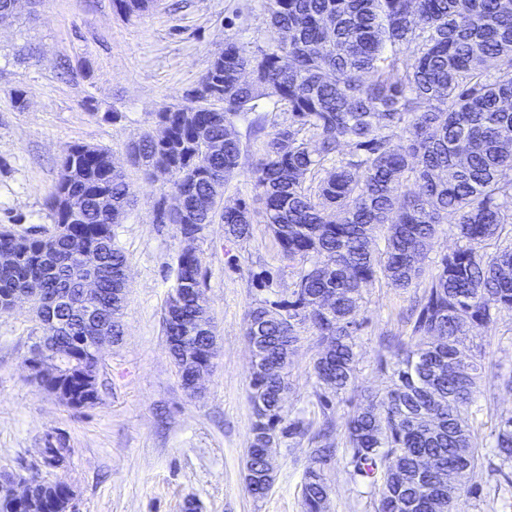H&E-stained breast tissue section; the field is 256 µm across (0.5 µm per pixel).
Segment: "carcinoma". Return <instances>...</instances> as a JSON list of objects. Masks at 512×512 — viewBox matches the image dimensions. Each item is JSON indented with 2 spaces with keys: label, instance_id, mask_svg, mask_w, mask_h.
<instances>
[{
  "label": "carcinoma",
  "instance_id": "1",
  "mask_svg": "<svg viewBox=\"0 0 512 512\" xmlns=\"http://www.w3.org/2000/svg\"><path fill=\"white\" fill-rule=\"evenodd\" d=\"M123 14H143L154 0H112ZM267 23L279 34L248 51L224 45L198 83L220 79L219 94L155 117L168 123V141L148 133L131 155L152 178L170 172L169 189L183 210L167 216L182 230L220 220L224 233L250 234L252 203L283 259L295 269L288 299L249 310L244 332H258L266 358L284 360L307 330L332 347L313 372L324 390L340 395L353 383L355 336L362 323V287L378 278L399 290L419 288L409 341L391 351V385L381 396L362 397L347 413V466L378 490L376 512H461L465 486L482 465L483 441L469 409L485 355L483 334L498 315L512 311V3L506 0H269ZM390 54H385V48ZM288 113L267 128L262 101ZM252 115L249 134L266 138L249 165L254 197L223 204L224 186L242 166L239 117ZM68 195L80 212L74 238L106 256L101 315L122 333L124 301L112 296V269L126 257L112 240L130 203L124 173L107 148L74 144L62 156L46 200L55 227ZM108 198L99 200V194ZM212 200L201 209L197 200ZM459 241L430 277L422 261L440 227ZM385 240L377 255L374 238ZM56 230L0 234V251L15 252L0 267V293L11 288L58 287L76 265L64 245L45 252ZM201 265L180 254L171 289L200 288ZM335 295L333 312L319 304ZM80 331L63 333L60 353H79ZM287 376L254 377L250 478L255 498L270 491L274 476L263 449L270 440L302 436L301 421L283 425L278 393ZM333 421L312 437V466L303 477V512H323L328 487L324 467L337 453ZM69 449L46 448L44 461L66 467ZM499 469L512 468V411L494 429ZM426 457L435 470L462 474L456 493L418 474Z\"/></svg>",
  "mask_w": 512,
  "mask_h": 512
}]
</instances>
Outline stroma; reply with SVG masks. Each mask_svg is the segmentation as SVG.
<instances>
[{
    "label": "stroma",
    "mask_w": 512,
    "mask_h": 512,
    "mask_svg": "<svg viewBox=\"0 0 512 512\" xmlns=\"http://www.w3.org/2000/svg\"><path fill=\"white\" fill-rule=\"evenodd\" d=\"M268 0H161L155 11L124 18L112 0H44L0 26V225L25 234L50 226L46 199L58 162L74 144L109 148L135 195L112 227L127 258L130 288L124 336L100 353L98 401L79 411L41 390L23 364L41 330L25 307L0 312V471L39 468L41 448L63 441V470H40L76 492L75 512H302L301 483L311 462L305 439L281 438L272 449L274 483L262 498L245 485L251 439L248 398L252 353L244 334L251 307L287 298L293 277L254 210L251 233L225 237L208 225L193 247L214 317L217 355L202 392L182 387L168 353L161 314L186 243L160 223L156 205L165 178L147 180L128 144L154 127L156 112L185 104L225 40L245 49L273 42ZM351 388L324 408L312 362L316 339L303 334L291 357L285 421L317 432L343 420L361 395L389 383L379 363L389 346L408 341L411 291L377 281L363 290ZM512 312L486 335L485 370L473 418L492 446L497 413L512 410ZM327 512H376L378 494L349 472L344 456L326 465ZM462 512H512V483L483 463L463 497Z\"/></svg>",
    "instance_id": "obj_1"
}]
</instances>
